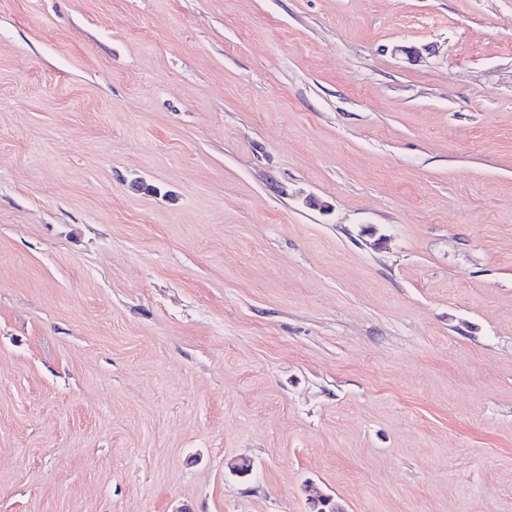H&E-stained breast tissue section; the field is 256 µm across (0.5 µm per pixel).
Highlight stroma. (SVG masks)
I'll return each mask as SVG.
<instances>
[{
  "instance_id": "stroma-1",
  "label": "stroma",
  "mask_w": 512,
  "mask_h": 512,
  "mask_svg": "<svg viewBox=\"0 0 512 512\" xmlns=\"http://www.w3.org/2000/svg\"><path fill=\"white\" fill-rule=\"evenodd\" d=\"M318 495L512 512V0H0V512Z\"/></svg>"
}]
</instances>
